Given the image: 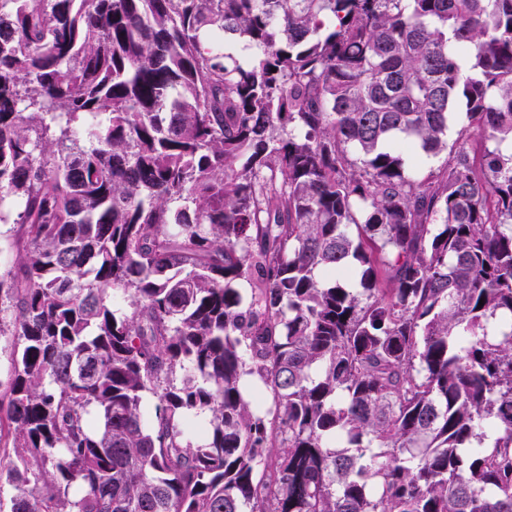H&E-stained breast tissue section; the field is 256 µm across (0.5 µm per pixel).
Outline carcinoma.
Returning a JSON list of instances; mask_svg holds the SVG:
<instances>
[{"label":"carcinoma","instance_id":"obj_1","mask_svg":"<svg viewBox=\"0 0 512 512\" xmlns=\"http://www.w3.org/2000/svg\"><path fill=\"white\" fill-rule=\"evenodd\" d=\"M0 224L10 512H512V0H0Z\"/></svg>","mask_w":512,"mask_h":512}]
</instances>
